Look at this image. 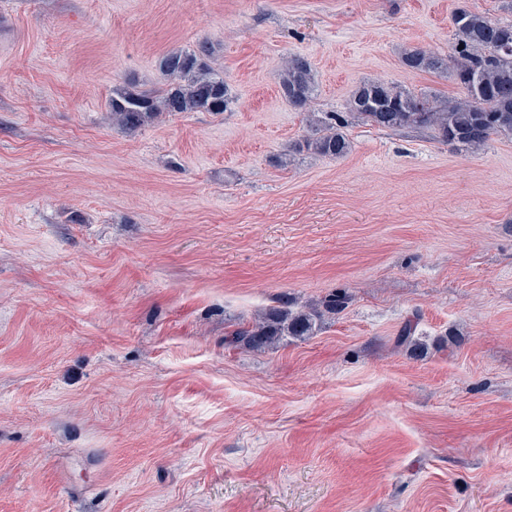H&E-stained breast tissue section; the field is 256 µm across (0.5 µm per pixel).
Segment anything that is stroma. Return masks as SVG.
<instances>
[{"instance_id":"1","label":"stroma","mask_w":512,"mask_h":512,"mask_svg":"<svg viewBox=\"0 0 512 512\" xmlns=\"http://www.w3.org/2000/svg\"><path fill=\"white\" fill-rule=\"evenodd\" d=\"M502 0H0V512H512V136L345 127L290 154L292 55L315 107L381 78L439 96ZM208 40L236 103L128 134L108 101ZM348 307L262 351L271 306ZM424 354L393 338L412 315Z\"/></svg>"}]
</instances>
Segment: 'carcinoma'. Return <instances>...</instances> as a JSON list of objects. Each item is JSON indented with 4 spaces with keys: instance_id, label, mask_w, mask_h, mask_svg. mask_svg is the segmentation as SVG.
Instances as JSON below:
<instances>
[{
    "instance_id": "1",
    "label": "carcinoma",
    "mask_w": 512,
    "mask_h": 512,
    "mask_svg": "<svg viewBox=\"0 0 512 512\" xmlns=\"http://www.w3.org/2000/svg\"><path fill=\"white\" fill-rule=\"evenodd\" d=\"M452 52L414 47L401 54L409 73H450L462 95L440 99L417 93L405 85L381 79L361 81L352 91L347 112L321 116L312 110L317 82L312 63L289 57L280 80L281 96L306 113L310 134L295 144L297 152L341 159L351 151L343 132L349 120L383 130H430L439 141L479 149L501 135H512V23H503L474 8L463 6L451 17ZM215 47L200 41L191 49H173L159 59L164 86L142 90L133 82L112 88L109 107L116 125L133 133L158 120L184 112L220 114L230 109L232 95L224 73L214 67ZM349 296L328 295L322 308L292 310L272 306L261 319L233 331L225 343L234 348L260 351L284 336L312 335L325 314L344 310ZM417 322L407 320L398 331V347L417 345Z\"/></svg>"
}]
</instances>
